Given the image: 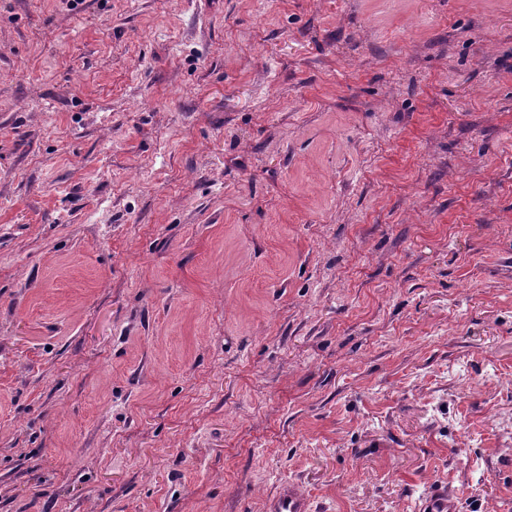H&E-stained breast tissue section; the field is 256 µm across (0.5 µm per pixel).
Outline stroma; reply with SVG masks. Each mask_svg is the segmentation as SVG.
Masks as SVG:
<instances>
[{
	"label": "stroma",
	"instance_id": "35a3bbf8",
	"mask_svg": "<svg viewBox=\"0 0 512 512\" xmlns=\"http://www.w3.org/2000/svg\"><path fill=\"white\" fill-rule=\"evenodd\" d=\"M512 0H0V512H512ZM264 512H313L311 501L297 482L289 481L263 501Z\"/></svg>",
	"mask_w": 512,
	"mask_h": 512
}]
</instances>
